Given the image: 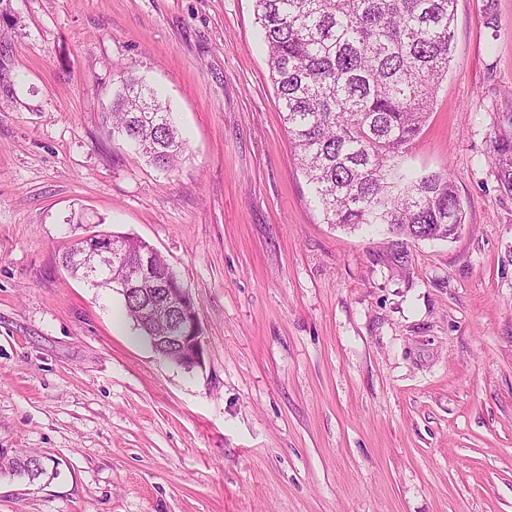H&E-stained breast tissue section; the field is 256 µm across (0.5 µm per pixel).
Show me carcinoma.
<instances>
[{
  "label": "carcinoma",
  "mask_w": 512,
  "mask_h": 512,
  "mask_svg": "<svg viewBox=\"0 0 512 512\" xmlns=\"http://www.w3.org/2000/svg\"><path fill=\"white\" fill-rule=\"evenodd\" d=\"M280 112L295 156L328 223L345 229L384 225L394 245L426 233L453 238L463 204L450 173L418 174L406 163L437 89L448 74L454 0H255ZM112 133L164 169L177 165L185 139L159 91L119 72ZM492 161L512 192V136L495 138ZM126 255L99 284L111 290L139 265L150 288L167 264L148 243L124 237ZM4 469L32 480L46 458L0 449Z\"/></svg>",
  "instance_id": "obj_1"
}]
</instances>
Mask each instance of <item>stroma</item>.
<instances>
[{"label": "stroma", "mask_w": 512, "mask_h": 512, "mask_svg": "<svg viewBox=\"0 0 512 512\" xmlns=\"http://www.w3.org/2000/svg\"><path fill=\"white\" fill-rule=\"evenodd\" d=\"M492 10L495 26L484 12ZM448 74L407 157L448 172L450 241L327 223L281 121L255 0H0V512H512V0H455ZM186 140L112 132L120 71ZM149 243L204 365L157 354L63 252ZM502 185L512 192V136L495 138L491 157ZM2 461L7 465L3 463L5 470L2 472L0 470V474H8V469L12 472L20 470L30 476L33 482L38 480L47 470L44 456L23 449L8 451L1 448L0 465H2ZM22 472L16 473L13 478L29 482V478Z\"/></svg>", "instance_id": "35a3bbf8"}]
</instances>
